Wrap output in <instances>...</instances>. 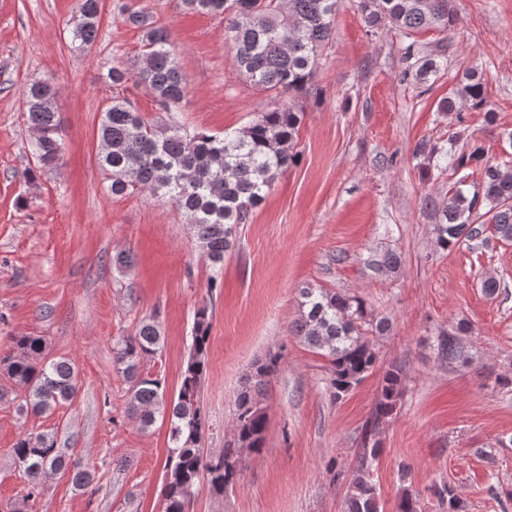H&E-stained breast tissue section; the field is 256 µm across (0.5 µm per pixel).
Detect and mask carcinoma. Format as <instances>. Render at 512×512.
I'll list each match as a JSON object with an SVG mask.
<instances>
[{"label":"carcinoma","mask_w":512,"mask_h":512,"mask_svg":"<svg viewBox=\"0 0 512 512\" xmlns=\"http://www.w3.org/2000/svg\"><path fill=\"white\" fill-rule=\"evenodd\" d=\"M183 10L224 18L226 44L238 71L260 92L276 91L292 96L314 78L321 57L334 34L338 0H180ZM369 27L385 25L405 37L427 29L440 33L455 23L454 0H358ZM103 0H79V16L72 42L79 48L92 45L98 35ZM123 21L142 32L139 54L132 60L116 58L107 72L114 90L132 82L153 98L164 116L146 119L125 96L114 95L98 126V163L110 181L115 196L148 192L182 212L204 257L214 268L224 264V254L233 245L237 225L245 223L251 209L260 205L275 182L296 165L300 112L285 101L248 125L220 134L188 131L173 120L188 94L179 59L168 31L158 26L147 8L122 11ZM408 62L402 72L418 80L438 71L442 64L418 55L415 43L403 48ZM56 88L49 77L37 79L25 91L27 123L34 132L32 155L38 168L57 167L62 152L61 126L55 109ZM463 102L485 110L488 122L495 112L486 99L484 82L474 72L459 84L454 97L441 101L443 112L457 111ZM414 153L427 158L443 157L445 168L457 174L471 167L480 171V181L467 188L465 178L448 189V201L436 224V243L446 250L471 242L489 231L512 243V161L494 162L476 143L448 142L437 151L425 143ZM400 260L395 253L374 255L367 264L376 271H395ZM301 311L290 333L327 359L326 392L336 401L355 389L377 368V344L365 332L378 336L389 328L386 317L377 318L360 298L331 293L321 288L301 289ZM211 320L207 308L198 310L192 346L180 377L177 398L166 401L162 379L145 375L140 367L157 354L162 336L152 319L142 320L130 336L117 339L112 361L130 384L127 414L140 430L149 429L156 413H169L171 446L167 475L161 494L164 512H186L200 482L222 496L239 476V453L263 448L267 417L261 398L283 359L280 351L255 360L244 377L235 400L233 439L216 456L204 455L202 439L209 430L200 390L207 371ZM468 331L461 322L456 330L437 336L441 360L466 364L468 350L459 335ZM14 349L0 358L6 372L24 393L26 406L46 412L76 392V373L65 359L44 356L45 339L18 336ZM403 395V367L391 364L379 379V392L363 434L357 464L349 474L331 466L333 479L347 484L344 512H380V499L372 475L382 453L375 430L397 414ZM15 465L29 480L26 498L41 494L45 480L66 467V457L47 434L21 435L12 448ZM443 512H467L466 503L449 484L433 487ZM397 512H422L420 494L402 490Z\"/></svg>","instance_id":"1"}]
</instances>
